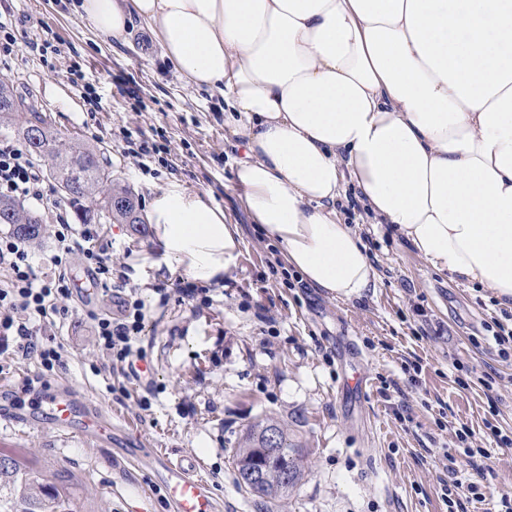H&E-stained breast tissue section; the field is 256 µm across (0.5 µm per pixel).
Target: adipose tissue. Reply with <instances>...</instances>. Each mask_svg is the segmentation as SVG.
Returning <instances> with one entry per match:
<instances>
[{
  "mask_svg": "<svg viewBox=\"0 0 512 512\" xmlns=\"http://www.w3.org/2000/svg\"><path fill=\"white\" fill-rule=\"evenodd\" d=\"M104 39L151 33L186 87L223 98L245 208L332 298L376 283L336 213L350 177L420 258L512 303V0H73ZM148 221L166 259L223 281L237 225L171 183Z\"/></svg>",
  "mask_w": 512,
  "mask_h": 512,
  "instance_id": "obj_1",
  "label": "adipose tissue"
}]
</instances>
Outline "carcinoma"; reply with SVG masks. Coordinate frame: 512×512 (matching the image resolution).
I'll return each instance as SVG.
<instances>
[{
    "instance_id": "cac0c4a2",
    "label": "carcinoma",
    "mask_w": 512,
    "mask_h": 512,
    "mask_svg": "<svg viewBox=\"0 0 512 512\" xmlns=\"http://www.w3.org/2000/svg\"><path fill=\"white\" fill-rule=\"evenodd\" d=\"M25 101L0 79V124L13 127L14 108L8 100ZM31 119L15 128L28 148L57 183L64 198L75 210L78 221L91 224L105 219L113 224L144 225L137 198L128 186L113 183L112 174L102 165L97 151L89 146L73 144L46 125L31 104L25 105ZM38 126L39 142L28 137V128ZM0 224H9L13 232L28 239L41 234L40 216L23 205L0 199ZM295 448L288 433L276 422L268 421L250 428L233 455L238 484L258 499L274 501L294 487L301 477L300 460L293 458ZM18 486L22 490V512H68L59 489L47 486L42 479L22 471L13 457L0 456V486Z\"/></svg>"
}]
</instances>
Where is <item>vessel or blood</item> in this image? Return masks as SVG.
Masks as SVG:
<instances>
[{"mask_svg":"<svg viewBox=\"0 0 512 512\" xmlns=\"http://www.w3.org/2000/svg\"><path fill=\"white\" fill-rule=\"evenodd\" d=\"M0 420L30 429L54 428L103 445L112 442V423L102 409L66 385L42 388L35 397L29 385H0ZM122 457L150 466L166 491L171 512H216L207 483L195 474L196 463L175 460L136 443L125 448Z\"/></svg>","mask_w":512,"mask_h":512,"instance_id":"1","label":"vessel or blood"}]
</instances>
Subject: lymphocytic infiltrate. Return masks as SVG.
Instances as JSON below:
<instances>
[{"mask_svg":"<svg viewBox=\"0 0 512 512\" xmlns=\"http://www.w3.org/2000/svg\"><path fill=\"white\" fill-rule=\"evenodd\" d=\"M0 199L42 204L55 221L53 251L40 263L24 239L0 236V346L14 344L18 358H36L42 370L50 372L62 367V353L40 342L38 335L68 311L66 302L74 293L71 255L81 252L91 272L107 279L112 261L98 244L96 227H72L29 150L8 139L0 140ZM90 319L98 348L110 363L130 366L144 359V350L134 344L145 326L141 300L122 296L117 313H94Z\"/></svg>","mask_w":512,"mask_h":512,"instance_id":"f902f5d3","label":"lymphocytic infiltrate"}]
</instances>
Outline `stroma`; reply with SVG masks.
Returning a JSON list of instances; mask_svg holds the SVG:
<instances>
[{
    "label": "stroma",
    "instance_id": "1",
    "mask_svg": "<svg viewBox=\"0 0 512 512\" xmlns=\"http://www.w3.org/2000/svg\"><path fill=\"white\" fill-rule=\"evenodd\" d=\"M69 4L0 0V31L16 40L0 56V76L52 130L100 149L140 205L152 190L181 184L224 210L243 245L211 290L212 304L202 305L177 292L183 273L162 261L152 228L99 224L113 275L146 307L136 343L151 363L150 382L102 367L87 313L115 311L111 289L68 301L48 338L62 345L66 367L46 373L36 359L6 355L0 383L24 378L35 391L69 384L103 409L117 436L106 448L0 424V453L63 490L71 512H169L149 468L118 465L129 432L146 447L193 456L220 512H448L441 487L456 434L467 428L473 447L491 451L490 471L458 464L487 496L467 512H491L492 496L512 489V447H495L485 425L512 431V358L499 357L485 326L512 323V308L430 267L394 225L352 206L349 182L338 216L365 244L375 287L352 300L288 287L279 245L241 205L234 172L245 149L225 128L218 100L184 87L143 25H133L128 43H112ZM90 90L99 109L87 101ZM139 132L161 148L148 171L132 153ZM358 371L368 382L361 396L345 388ZM266 418L287 427L304 465L299 484L272 504L240 488L232 462L245 428Z\"/></svg>",
    "mask_w": 512,
    "mask_h": 512
}]
</instances>
